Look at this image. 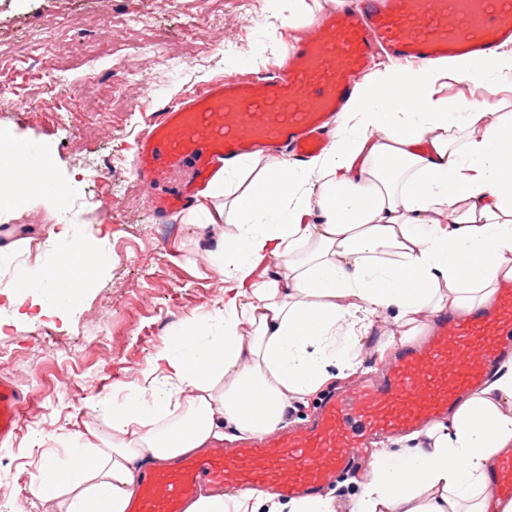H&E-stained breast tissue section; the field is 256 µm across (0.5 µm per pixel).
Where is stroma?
Instances as JSON below:
<instances>
[{
	"label": "stroma",
	"mask_w": 512,
	"mask_h": 512,
	"mask_svg": "<svg viewBox=\"0 0 512 512\" xmlns=\"http://www.w3.org/2000/svg\"><path fill=\"white\" fill-rule=\"evenodd\" d=\"M219 9L223 34L213 46L191 54L193 18L212 10L195 0H0V35L15 44L31 45L45 27L67 31L49 51L26 53L0 68V81L21 97L46 80L57 59L84 56L91 40L105 43L115 35L157 28L166 33L167 53L174 59L172 67L153 66L145 46L129 49L120 63L88 57L61 82L56 105L21 100L0 109V129L17 142L44 148L54 179L81 190L70 223L63 225L48 223L54 209L43 201L22 212L0 208V298L13 290L4 280L13 266L44 263L66 246L73 229L105 232L112 253L111 266L66 316L23 321L0 335V348L13 355L0 377L24 395L13 440L0 450V512L18 505L43 512L30 493L31 478L45 458L66 459L65 435L98 424L95 398L137 383L163 339L186 317L224 303L223 276L206 258L213 238L201 236L183 213L170 223H155L147 204L129 207L122 192L133 175L136 143L160 108L212 79L281 63L293 40L315 30L302 19L283 24L280 0H256L248 14L240 0H223ZM108 12L118 22L110 31L95 23ZM145 72L159 84L156 94L140 93L136 79ZM104 156L112 160L111 184L88 181L87 164ZM394 327V312L375 317L360 342V374L386 369L396 351L389 338ZM39 437L44 444L38 448Z\"/></svg>",
	"instance_id": "stroma-1"
}]
</instances>
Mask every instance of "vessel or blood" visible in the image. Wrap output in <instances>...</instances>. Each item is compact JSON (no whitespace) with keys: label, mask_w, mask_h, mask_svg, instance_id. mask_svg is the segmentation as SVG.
Segmentation results:
<instances>
[{"label":"vessel or blood","mask_w":512,"mask_h":512,"mask_svg":"<svg viewBox=\"0 0 512 512\" xmlns=\"http://www.w3.org/2000/svg\"><path fill=\"white\" fill-rule=\"evenodd\" d=\"M511 37L512 0H339L282 64L211 81L157 112L139 141L133 173L148 189L156 223H168L192 208L218 171L256 149L286 148L300 162L324 150L332 118L379 50L407 67L448 57L466 71ZM511 356L506 285L485 305L441 315L425 344L401 347L385 376L330 396L299 431L228 452L145 462L129 512H185L206 486L320 498L325 483L359 465L375 439L447 414ZM22 399L11 381H0V442L14 434ZM486 480L500 501L512 502V449L497 457Z\"/></svg>","instance_id":"1"}]
</instances>
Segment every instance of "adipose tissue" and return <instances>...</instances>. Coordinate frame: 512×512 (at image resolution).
<instances>
[{"label":"adipose tissue","mask_w":512,"mask_h":512,"mask_svg":"<svg viewBox=\"0 0 512 512\" xmlns=\"http://www.w3.org/2000/svg\"><path fill=\"white\" fill-rule=\"evenodd\" d=\"M454 66L391 68L358 85L334 140L310 165H266L240 189L218 181L191 211L200 229L227 221L209 258L224 305L183 320L123 400H100L102 426L69 434L64 464L32 482L47 512H126L138 459L208 448L225 436L278 429L290 400L330 368L356 370L354 334L397 315V333L429 315L487 303L512 281V113L490 115L435 93ZM277 257L282 274L256 280ZM112 262L102 240L76 232L66 248L22 268L0 311L58 315ZM512 447V368L448 421L377 450L358 512H488L489 461ZM335 512L334 502L201 496L187 512Z\"/></svg>","instance_id":"1"}]
</instances>
